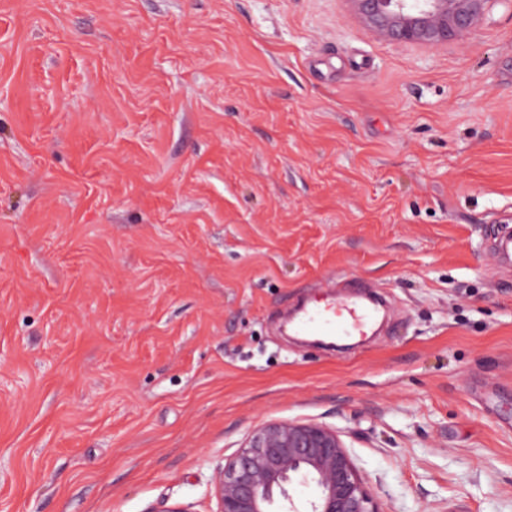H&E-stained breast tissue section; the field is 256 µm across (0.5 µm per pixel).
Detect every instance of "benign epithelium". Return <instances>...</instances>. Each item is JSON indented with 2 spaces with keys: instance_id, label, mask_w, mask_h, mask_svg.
Returning <instances> with one entry per match:
<instances>
[{
  "instance_id": "7a95c632",
  "label": "benign epithelium",
  "mask_w": 512,
  "mask_h": 512,
  "mask_svg": "<svg viewBox=\"0 0 512 512\" xmlns=\"http://www.w3.org/2000/svg\"><path fill=\"white\" fill-rule=\"evenodd\" d=\"M358 23L378 39L425 48L466 40L499 0H346ZM317 489L309 512H385L351 457L341 434L323 423L272 420L258 427L214 477L217 512H301L293 480Z\"/></svg>"
}]
</instances>
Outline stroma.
I'll use <instances>...</instances> for the list:
<instances>
[{
	"instance_id": "stroma-1",
	"label": "stroma",
	"mask_w": 512,
	"mask_h": 512,
	"mask_svg": "<svg viewBox=\"0 0 512 512\" xmlns=\"http://www.w3.org/2000/svg\"><path fill=\"white\" fill-rule=\"evenodd\" d=\"M512 5L375 39L345 0H0V512H216L271 420L388 512H512ZM349 279L388 312L283 323ZM332 310L333 317L327 318L315 306L305 313L303 321V330L307 334L326 333L336 336H354L356 332H361L366 328L370 321V312L363 308H358L351 304L347 299L340 303L337 316L340 320L336 323V311Z\"/></svg>"
}]
</instances>
